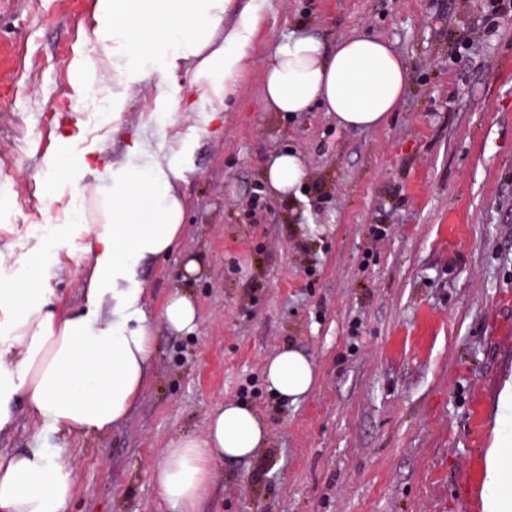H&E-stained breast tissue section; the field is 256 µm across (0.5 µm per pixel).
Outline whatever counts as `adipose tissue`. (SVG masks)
<instances>
[{
    "instance_id": "ef3b65f1",
    "label": "adipose tissue",
    "mask_w": 512,
    "mask_h": 512,
    "mask_svg": "<svg viewBox=\"0 0 512 512\" xmlns=\"http://www.w3.org/2000/svg\"><path fill=\"white\" fill-rule=\"evenodd\" d=\"M267 0H96L95 41L112 55L119 78L139 80L135 64L147 55L162 63L157 109H173L168 82L187 64V91L212 111L225 110L236 81L250 61L252 38L266 19ZM235 15L225 25V15ZM407 66L382 39L353 34L327 46L299 32L280 42L263 66V98L275 112H306L312 105L334 113L346 130L383 125L405 92ZM134 164L120 168L111 190L93 212L77 211L74 223L90 236V275L81 311L52 305L48 256L66 244L58 232L44 245L45 263L21 284L0 286V430L25 397L41 431L67 435L102 433L123 422L137 402L155 353L152 327L141 301L137 269L168 254L183 225L181 174L161 156L151 135L130 148ZM307 176L295 153L274 156L266 178L289 194ZM268 388L297 401L314 386L315 370L300 351L287 348L265 368ZM265 424L243 404L218 405L203 434L180 436L164 448L152 469L162 499L176 512H197L208 495L214 465L245 459L262 448ZM512 440L499 439L486 457L485 512H512V492L501 484ZM76 486L65 448L40 446L0 456V512H67Z\"/></svg>"
}]
</instances>
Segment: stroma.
<instances>
[{"label": "stroma", "mask_w": 512, "mask_h": 512, "mask_svg": "<svg viewBox=\"0 0 512 512\" xmlns=\"http://www.w3.org/2000/svg\"><path fill=\"white\" fill-rule=\"evenodd\" d=\"M94 3L0 0V283L24 278L47 233L65 228L52 301L80 310L89 239L72 214L109 192L144 128L164 150L174 133L190 141L178 159L185 224L171 253L138 269L156 353L129 418L42 439L21 400L0 454L67 448L69 512H172L152 464L172 439L200 434L218 403L242 402L267 444L216 462L200 512H483L512 379V13L490 14L486 0H268L218 118L157 110L160 64L144 59L105 120L119 86L95 49ZM297 30L390 44L407 88L387 123L344 130L318 107H266L262 65ZM86 61L101 78L92 94L75 81ZM288 150L308 178L277 196L264 166ZM101 152L106 162L82 166ZM192 258L203 271L189 277ZM178 292L197 307L189 332L162 318ZM287 347L316 372L294 403L264 377Z\"/></svg>", "instance_id": "obj_1"}]
</instances>
